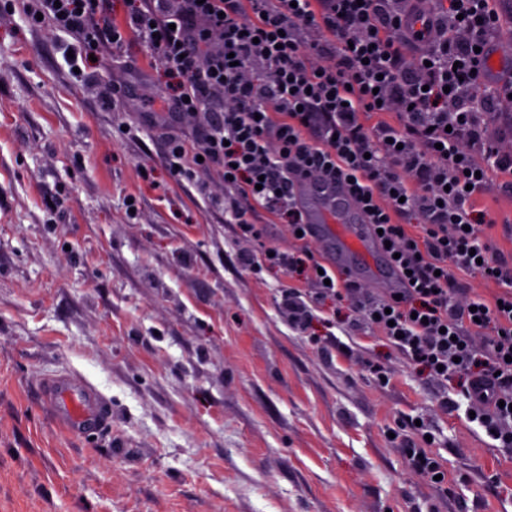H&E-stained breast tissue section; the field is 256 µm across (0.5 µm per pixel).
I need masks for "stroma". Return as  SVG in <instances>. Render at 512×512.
I'll list each match as a JSON object with an SVG mask.
<instances>
[{"label":"stroma","instance_id":"obj_1","mask_svg":"<svg viewBox=\"0 0 512 512\" xmlns=\"http://www.w3.org/2000/svg\"><path fill=\"white\" fill-rule=\"evenodd\" d=\"M0 0V512H512V450L340 305L294 329L278 303L296 274L249 271L261 239L170 173V90L139 39L71 59L67 35ZM120 85L118 106L104 93ZM512 253V197L479 201ZM385 365L378 384L362 367ZM68 374L106 419L68 435L44 384ZM425 418L440 488L410 471L396 420Z\"/></svg>","mask_w":512,"mask_h":512}]
</instances>
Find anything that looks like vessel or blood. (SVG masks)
Wrapping results in <instances>:
<instances>
[{"mask_svg":"<svg viewBox=\"0 0 512 512\" xmlns=\"http://www.w3.org/2000/svg\"><path fill=\"white\" fill-rule=\"evenodd\" d=\"M300 193L309 205L308 222L315 238L325 243V255L332 266H351L357 271L397 286L394 270L370 263L372 237L342 185L328 181L302 182ZM48 406L58 413V422L67 431L81 434L98 415V395L91 385L53 381L44 392Z\"/></svg>","mask_w":512,"mask_h":512,"instance_id":"b4317fda","label":"vessel or blood"}]
</instances>
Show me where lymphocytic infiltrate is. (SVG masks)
Here are the masks:
<instances>
[{
    "label": "lymphocytic infiltrate",
    "instance_id": "f902f5d3",
    "mask_svg": "<svg viewBox=\"0 0 512 512\" xmlns=\"http://www.w3.org/2000/svg\"><path fill=\"white\" fill-rule=\"evenodd\" d=\"M420 24L404 0H31L78 50L120 55L137 34L174 81L170 107L198 136L168 142L175 177L208 191L224 182L229 223L252 214L309 226L296 202L307 179L341 181L398 271L374 294L323 267L309 250L262 247L245 269L301 271L280 308L307 331L326 301L350 300L357 328L383 337L437 384L458 378L475 420L512 447V257L493 252L475 204L498 174L512 178L485 118L512 97L491 78L484 48L499 33L495 0H433ZM223 111H213V104ZM396 113L367 125L372 114ZM494 283L466 295L463 277Z\"/></svg>",
    "mask_w": 512,
    "mask_h": 512
}]
</instances>
